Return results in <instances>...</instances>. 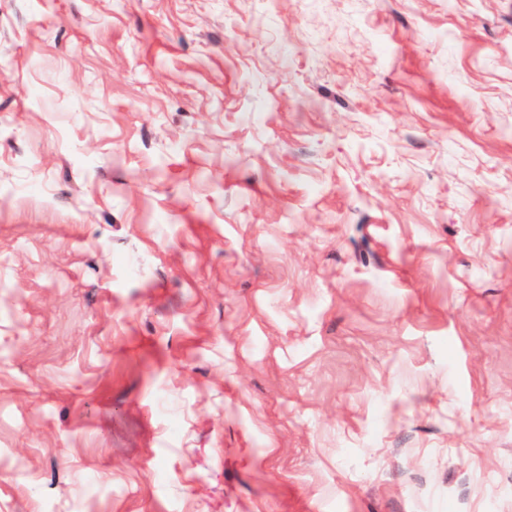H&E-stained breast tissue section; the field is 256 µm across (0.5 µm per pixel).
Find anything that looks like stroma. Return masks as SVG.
Segmentation results:
<instances>
[{
    "instance_id": "obj_1",
    "label": "stroma",
    "mask_w": 512,
    "mask_h": 512,
    "mask_svg": "<svg viewBox=\"0 0 512 512\" xmlns=\"http://www.w3.org/2000/svg\"><path fill=\"white\" fill-rule=\"evenodd\" d=\"M0 512H512V0H0Z\"/></svg>"
}]
</instances>
